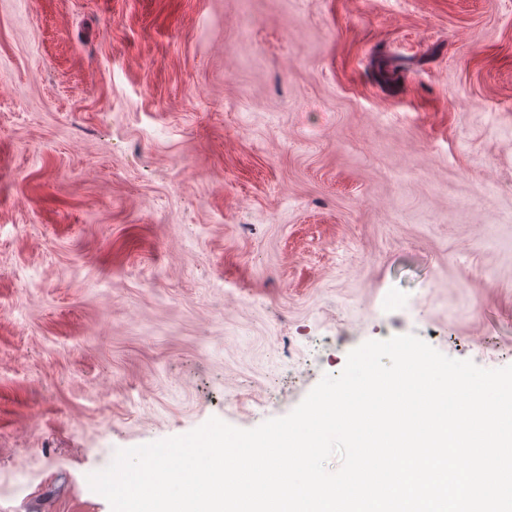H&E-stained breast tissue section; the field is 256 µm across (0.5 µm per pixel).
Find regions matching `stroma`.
<instances>
[{
    "instance_id": "stroma-1",
    "label": "stroma",
    "mask_w": 512,
    "mask_h": 512,
    "mask_svg": "<svg viewBox=\"0 0 512 512\" xmlns=\"http://www.w3.org/2000/svg\"><path fill=\"white\" fill-rule=\"evenodd\" d=\"M409 333L512 365V0H0V512Z\"/></svg>"
}]
</instances>
